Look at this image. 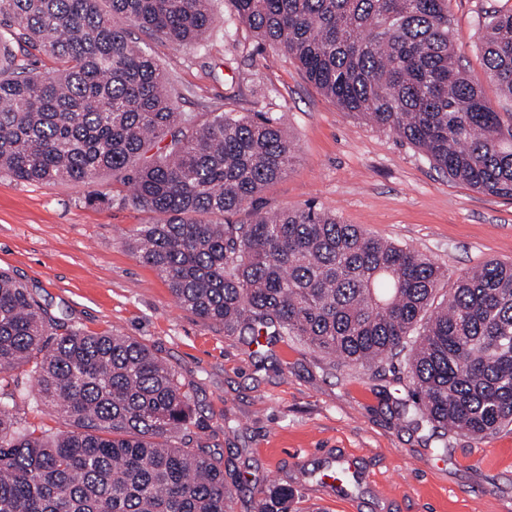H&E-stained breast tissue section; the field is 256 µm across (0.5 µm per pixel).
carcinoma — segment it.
I'll use <instances>...</instances> for the list:
<instances>
[{
	"mask_svg": "<svg viewBox=\"0 0 512 512\" xmlns=\"http://www.w3.org/2000/svg\"><path fill=\"white\" fill-rule=\"evenodd\" d=\"M226 2L224 34L248 26L439 173L512 198V112L462 68L448 0ZM116 16L199 47L215 29L210 0H0L8 40L57 64L0 65V174L51 185L109 171L154 215L134 250L225 335L293 337L375 374L400 357L409 421L476 437L512 424V263L486 261L450 287L427 254L314 205L257 214L294 157L282 117H185ZM478 25L486 77L512 97V9ZM28 364L32 392L13 375ZM27 401L67 430L28 425ZM192 415L185 384L146 345L57 324L0 271V512H229L250 480L194 442ZM254 512L304 510L293 486L273 484Z\"/></svg>",
	"mask_w": 512,
	"mask_h": 512,
	"instance_id": "1",
	"label": "carcinoma"
}]
</instances>
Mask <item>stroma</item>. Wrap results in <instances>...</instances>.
<instances>
[{
    "label": "stroma",
    "instance_id": "35a3bbf8",
    "mask_svg": "<svg viewBox=\"0 0 512 512\" xmlns=\"http://www.w3.org/2000/svg\"><path fill=\"white\" fill-rule=\"evenodd\" d=\"M205 48L127 26L162 68L177 111L273 112L296 145L288 174L259 195L260 212L312 203L379 238L431 255L449 280L488 260L512 262V199L439 175L411 144L343 110L293 56L246 26L225 38L226 0ZM512 0H448L451 36L490 105L512 98L487 80L478 19ZM101 173L92 183L45 185L0 174V269L32 288L48 311L90 334L147 345L177 372L195 408L197 439L254 489L294 482L321 512H512V426L485 438L414 428L399 414L402 369L365 374L283 337L263 347L182 308L130 240L150 213ZM484 449L476 460L475 449ZM349 458L358 485L338 493L300 470Z\"/></svg>",
    "mask_w": 512,
    "mask_h": 512
}]
</instances>
